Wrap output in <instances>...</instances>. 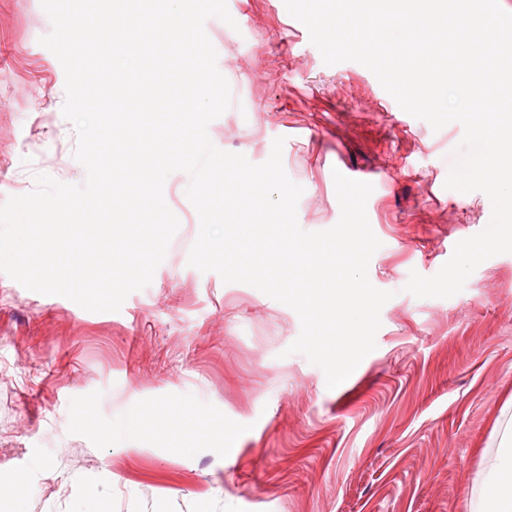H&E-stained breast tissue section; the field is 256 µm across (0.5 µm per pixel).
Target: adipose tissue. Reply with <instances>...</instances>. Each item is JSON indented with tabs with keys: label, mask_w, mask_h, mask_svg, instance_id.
<instances>
[{
	"label": "adipose tissue",
	"mask_w": 512,
	"mask_h": 512,
	"mask_svg": "<svg viewBox=\"0 0 512 512\" xmlns=\"http://www.w3.org/2000/svg\"><path fill=\"white\" fill-rule=\"evenodd\" d=\"M188 418L186 407L162 403L140 410L136 416L117 426L116 431L132 437L150 420H162L170 429L182 430L186 428ZM471 512H512V425L504 428L499 450L488 460L486 476L478 498L471 503Z\"/></svg>",
	"instance_id": "adipose-tissue-1"
}]
</instances>
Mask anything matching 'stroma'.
<instances>
[{"mask_svg": "<svg viewBox=\"0 0 512 512\" xmlns=\"http://www.w3.org/2000/svg\"><path fill=\"white\" fill-rule=\"evenodd\" d=\"M227 7L235 27L212 17L204 28L236 96L209 137L255 164L284 138L307 231L340 218L334 172L373 185L381 246L368 276L393 294L376 348L328 389L287 352L301 329L292 308L189 265L199 218L189 176L173 173L163 194L180 227L120 311L0 273V484L17 489L0 512H469L512 419V253L485 260L453 297L404 290L490 221L484 193L445 187L463 127L433 130L359 63L326 65L284 0ZM50 31L40 0H0V203L39 174L86 179L61 113L63 67L40 43ZM160 402L186 404L203 435L152 421L137 442L111 437Z\"/></svg>", "mask_w": 512, "mask_h": 512, "instance_id": "obj_1", "label": "stroma"}]
</instances>
